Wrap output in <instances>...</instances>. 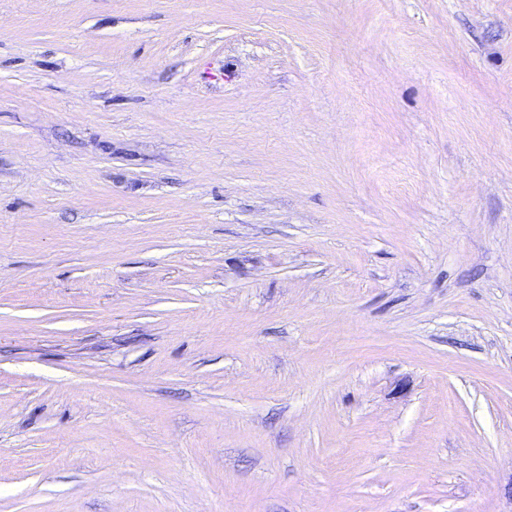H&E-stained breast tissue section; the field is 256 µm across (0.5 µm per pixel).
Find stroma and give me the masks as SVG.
<instances>
[{"label": "stroma", "mask_w": 512, "mask_h": 512, "mask_svg": "<svg viewBox=\"0 0 512 512\" xmlns=\"http://www.w3.org/2000/svg\"><path fill=\"white\" fill-rule=\"evenodd\" d=\"M0 512H512V0H0Z\"/></svg>", "instance_id": "35a3bbf8"}]
</instances>
